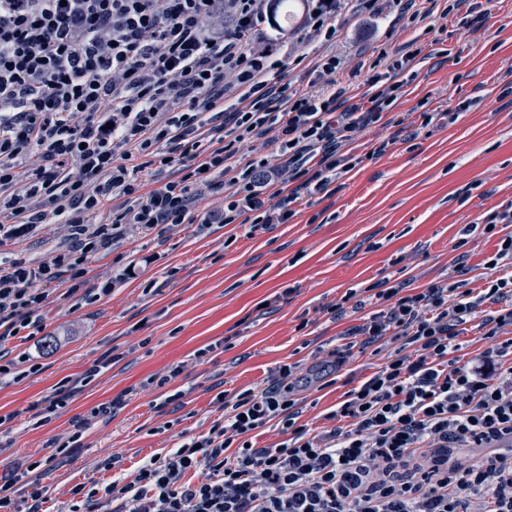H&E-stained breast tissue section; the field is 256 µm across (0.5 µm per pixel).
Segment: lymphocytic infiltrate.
Segmentation results:
<instances>
[{
    "label": "lymphocytic infiltrate",
    "mask_w": 512,
    "mask_h": 512,
    "mask_svg": "<svg viewBox=\"0 0 512 512\" xmlns=\"http://www.w3.org/2000/svg\"><path fill=\"white\" fill-rule=\"evenodd\" d=\"M308 0L299 40H331V21L351 2ZM268 0H0V244L69 227L67 247L43 261L0 264V339L44 329L56 286L85 304L89 258L128 233L163 224L288 223L304 198L328 192L348 167L343 146L378 122L402 94L403 73L422 54L407 44L350 102L335 57L319 59L318 87L289 91L277 75L291 58L287 34H269ZM236 101L225 106L227 94ZM266 138L278 157L234 162ZM168 179L153 187L156 173ZM228 185L219 210L197 214ZM484 233L503 229L483 288L455 277L416 291L408 281L376 292L379 306L347 329L345 353L384 355L372 376L326 413L332 428L299 419L297 364L279 366L258 392L220 400L207 433L158 453L132 479L104 492L75 485L68 512H512V201L486 212ZM475 323L491 348L463 358L460 328ZM94 362L33 404L32 427L50 422L106 368ZM123 397L73 420L53 456L0 475V512H46L34 471L80 442L92 419ZM270 448L248 436L270 422Z\"/></svg>",
    "instance_id": "f902f5d3"
}]
</instances>
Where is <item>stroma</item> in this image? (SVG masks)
<instances>
[{"instance_id": "1", "label": "stroma", "mask_w": 512, "mask_h": 512, "mask_svg": "<svg viewBox=\"0 0 512 512\" xmlns=\"http://www.w3.org/2000/svg\"><path fill=\"white\" fill-rule=\"evenodd\" d=\"M451 3L418 0L435 24L429 32L396 20L390 0H378L373 12L337 13L331 41L296 44L303 61L281 73L282 84L309 89V60L334 55L336 79L354 98L368 93V71L380 53L412 40L425 53L391 111L346 145L357 164L338 172L334 191L305 199L289 223L254 233L238 224H180L130 235L87 264L95 284L134 264V274L110 295L79 308L58 289L41 311V337L0 342L7 359L25 354L39 366L20 380L0 381V472L48 456L73 418L124 396L117 415L91 424L81 447L40 471L49 512H65L75 484L102 490L111 483L109 459H118V471L130 478L152 455L206 433L222 417L218 393L260 391L282 364L313 370L369 314L364 308L333 317L331 306L350 290L405 279L420 288L454 267L457 232L512 200V99L502 94L512 81V0H483L481 26L473 31L448 13ZM423 100L439 114L424 129L414 111ZM405 122L418 125L415 140H405ZM384 140L386 153L371 157ZM68 235L67 225H43L29 239L0 245V260H44ZM497 244V237L470 235L469 287L489 277L486 262ZM209 345L213 353L197 359L196 350ZM108 354L112 363L62 413L29 426L30 405ZM382 363L369 354L349 358L331 386L311 383L302 423L314 434L325 430V413ZM175 366L182 369L175 384L187 392L178 409L145 385Z\"/></svg>"}]
</instances>
